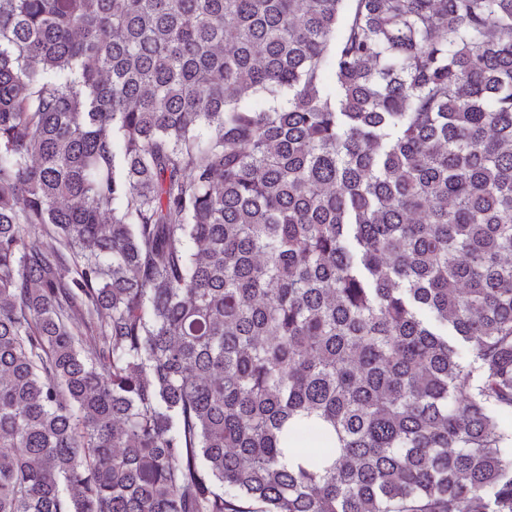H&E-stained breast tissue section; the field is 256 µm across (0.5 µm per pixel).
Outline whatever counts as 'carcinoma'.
I'll return each mask as SVG.
<instances>
[{
	"instance_id": "obj_1",
	"label": "carcinoma",
	"mask_w": 512,
	"mask_h": 512,
	"mask_svg": "<svg viewBox=\"0 0 512 512\" xmlns=\"http://www.w3.org/2000/svg\"><path fill=\"white\" fill-rule=\"evenodd\" d=\"M512 0H0V512H512Z\"/></svg>"
}]
</instances>
